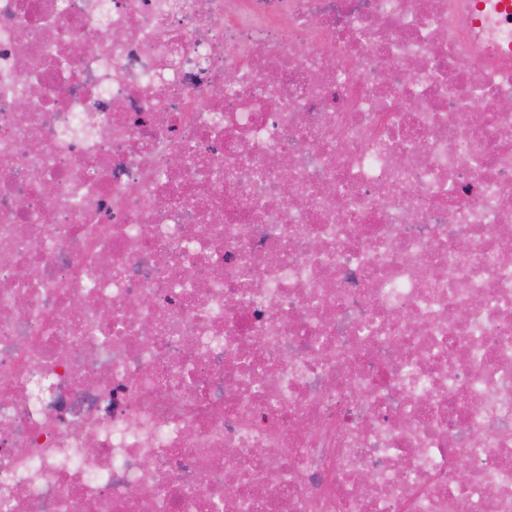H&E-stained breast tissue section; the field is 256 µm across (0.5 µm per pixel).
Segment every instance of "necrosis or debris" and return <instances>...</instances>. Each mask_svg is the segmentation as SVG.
<instances>
[{
  "label": "necrosis or debris",
  "instance_id": "necrosis-or-debris-1",
  "mask_svg": "<svg viewBox=\"0 0 512 512\" xmlns=\"http://www.w3.org/2000/svg\"><path fill=\"white\" fill-rule=\"evenodd\" d=\"M497 2L0 0V512H512Z\"/></svg>",
  "mask_w": 512,
  "mask_h": 512
}]
</instances>
